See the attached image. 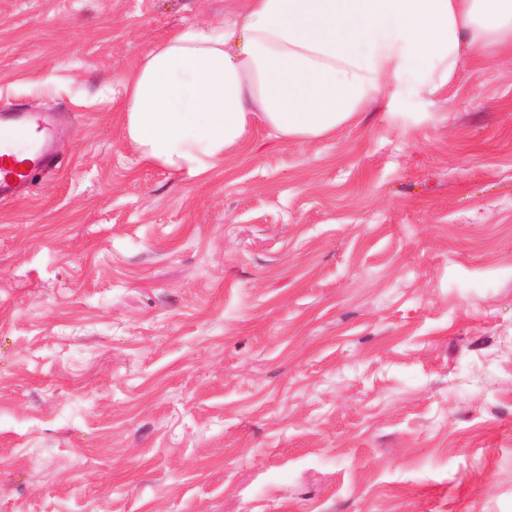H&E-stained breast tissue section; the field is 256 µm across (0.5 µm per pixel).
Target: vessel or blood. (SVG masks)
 I'll list each match as a JSON object with an SVG mask.
<instances>
[{
  "label": "vessel or blood",
  "mask_w": 512,
  "mask_h": 512,
  "mask_svg": "<svg viewBox=\"0 0 512 512\" xmlns=\"http://www.w3.org/2000/svg\"><path fill=\"white\" fill-rule=\"evenodd\" d=\"M53 134L48 114L0 113V198L20 194L35 173L53 164Z\"/></svg>",
  "instance_id": "b4317fda"
}]
</instances>
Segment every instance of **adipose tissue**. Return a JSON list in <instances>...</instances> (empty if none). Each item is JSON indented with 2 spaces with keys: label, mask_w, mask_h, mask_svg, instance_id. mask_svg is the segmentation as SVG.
<instances>
[{
  "label": "adipose tissue",
  "mask_w": 512,
  "mask_h": 512,
  "mask_svg": "<svg viewBox=\"0 0 512 512\" xmlns=\"http://www.w3.org/2000/svg\"><path fill=\"white\" fill-rule=\"evenodd\" d=\"M468 47L512 54V0H245L142 53L126 134L141 162L198 178L256 126L322 138L379 98L437 89Z\"/></svg>",
  "instance_id": "obj_1"
}]
</instances>
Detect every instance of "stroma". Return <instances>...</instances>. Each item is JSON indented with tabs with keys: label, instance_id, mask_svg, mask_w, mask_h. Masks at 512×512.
<instances>
[{
	"label": "stroma",
	"instance_id": "35a3bbf8",
	"mask_svg": "<svg viewBox=\"0 0 512 512\" xmlns=\"http://www.w3.org/2000/svg\"><path fill=\"white\" fill-rule=\"evenodd\" d=\"M229 0H0V512H512V63L335 135L139 161L120 81ZM53 134L54 124L48 114L22 111L0 113V198L19 195L35 173L54 163L51 150ZM19 141L30 146L23 160H18L14 153Z\"/></svg>",
	"mask_w": 512,
	"mask_h": 512
}]
</instances>
